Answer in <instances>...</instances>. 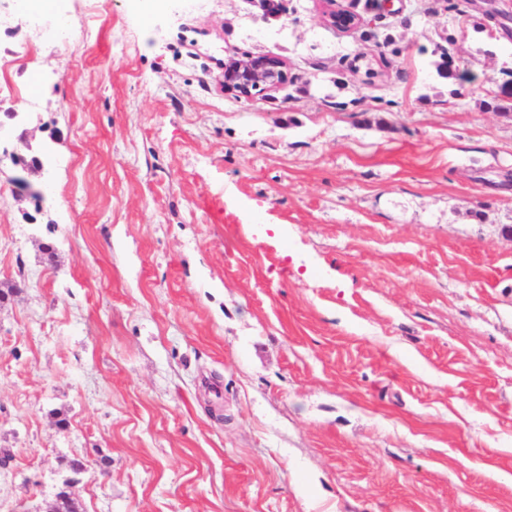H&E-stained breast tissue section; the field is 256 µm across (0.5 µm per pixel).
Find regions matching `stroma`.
I'll return each instance as SVG.
<instances>
[{
  "label": "stroma",
  "mask_w": 512,
  "mask_h": 512,
  "mask_svg": "<svg viewBox=\"0 0 512 512\" xmlns=\"http://www.w3.org/2000/svg\"><path fill=\"white\" fill-rule=\"evenodd\" d=\"M284 5L0 29V512H512V0ZM325 23L338 30L347 31L361 24L362 19L353 12L338 7L325 15ZM288 71L276 54L243 53L224 61V92L237 99H252L265 90L281 88L288 83Z\"/></svg>",
  "instance_id": "obj_1"
}]
</instances>
